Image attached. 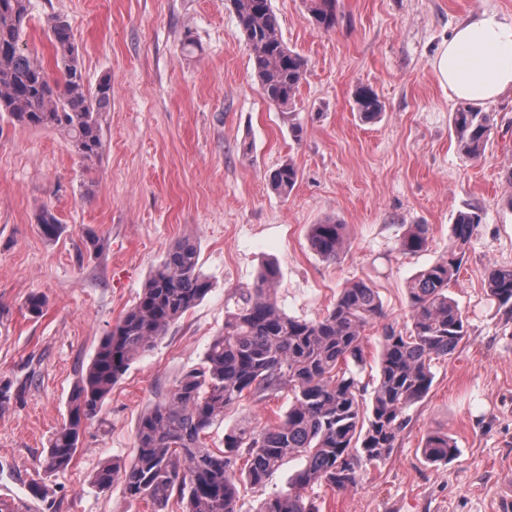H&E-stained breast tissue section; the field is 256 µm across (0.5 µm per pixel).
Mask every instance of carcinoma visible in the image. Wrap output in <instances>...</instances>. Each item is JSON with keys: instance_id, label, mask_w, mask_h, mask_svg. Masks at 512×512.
<instances>
[{"instance_id": "cac0c4a2", "label": "carcinoma", "mask_w": 512, "mask_h": 512, "mask_svg": "<svg viewBox=\"0 0 512 512\" xmlns=\"http://www.w3.org/2000/svg\"><path fill=\"white\" fill-rule=\"evenodd\" d=\"M337 2L306 0L317 27H336ZM231 3L263 95L281 109L291 108L306 62L283 40L271 0ZM30 10L31 0H0V117L21 128L57 131L82 160L94 162L104 149L102 116L111 107L112 81L105 78L94 88L87 84L70 24L59 16L49 26L59 72L58 78H51L25 39ZM356 104L367 121L383 110L368 88L358 91ZM452 127L460 155L478 159L494 128L493 113L462 103L453 112ZM297 181L298 170L290 161L270 176L271 188L284 197ZM36 223L47 240H56L64 230L45 206ZM480 223L476 212L457 215L447 256L410 282L411 327L398 331L390 324L382 326L369 405L361 401L358 370L365 364L366 328L385 318L378 291L362 280L353 282L341 289L323 316L298 319L271 300L280 272L270 263L251 285L237 290L234 308L225 312L224 330L212 339L199 366L187 371L142 416L133 463L126 467L118 460L106 462L94 483L104 490L119 480L130 498L151 502L156 512H165L173 498L181 512H240V484L261 487L285 460L297 458L302 467L288 490L267 497L255 512H319L306 490L315 484L345 490L358 481V461L388 459L407 423L406 412L430 390L432 361L452 354L467 335L466 320L449 286ZM428 231L426 224L410 225L401 250H426ZM309 241L317 255L335 260L345 248L344 225L334 219L313 224ZM485 284L498 309L512 313V268L490 267ZM211 288L194 242L178 241L151 271L133 306L101 340L71 391L67 418L43 458L45 473L69 467L85 423L98 415L132 362L151 350ZM45 307L46 298L40 294L30 295L25 303L32 318L40 317ZM284 389L291 400L279 422L258 433L244 424L229 428L222 451L203 445L201 435L224 421L226 411L245 396L264 400ZM455 453L446 433L429 436L422 448L432 464H446Z\"/></svg>"}]
</instances>
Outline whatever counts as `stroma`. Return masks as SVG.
Returning <instances> with one entry per match:
<instances>
[{
  "label": "stroma",
  "mask_w": 512,
  "mask_h": 512,
  "mask_svg": "<svg viewBox=\"0 0 512 512\" xmlns=\"http://www.w3.org/2000/svg\"><path fill=\"white\" fill-rule=\"evenodd\" d=\"M31 2L28 46L49 74L57 69L48 26L60 16L87 82L111 78L112 103L104 151L91 165L57 132L0 117V380L20 390L0 413V498L27 512H152L121 482L102 490L94 476L107 460L133 462L140 418L200 362L235 289L275 262L278 307L311 320L346 283L362 280L403 330L411 279L447 255L457 213L475 210L482 222L450 288L466 336L433 361L431 389L408 410L391 456L361 463L353 487L318 486L312 495L322 512H512V314L485 288L489 266L512 267V93L487 104L494 129L486 151L466 160L451 126L459 102L432 70L459 23L482 11L511 19L512 0H339L329 31L304 0H271L284 41L307 63L289 114L264 98L230 0ZM361 87L384 106L375 121L357 110ZM287 161L299 179L282 197L268 176ZM44 206L64 226L53 242L35 224ZM327 217L347 236L334 261L308 239L310 225ZM412 224L428 225L429 244L407 254L399 243ZM91 232L104 240L101 252L86 250ZM185 238L198 247L211 292L132 364L87 422L69 468L45 474L41 461L73 386L151 270ZM34 293L47 299L36 319L24 307ZM288 405L284 392L245 398L207 443L222 447L236 424L274 423ZM435 432L455 443L448 463L422 457ZM36 482L45 499L34 498Z\"/></svg>",
  "instance_id": "obj_1"
}]
</instances>
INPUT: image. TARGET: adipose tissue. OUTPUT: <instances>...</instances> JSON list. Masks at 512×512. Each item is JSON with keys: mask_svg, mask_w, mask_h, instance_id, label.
Segmentation results:
<instances>
[{"mask_svg": "<svg viewBox=\"0 0 512 512\" xmlns=\"http://www.w3.org/2000/svg\"><path fill=\"white\" fill-rule=\"evenodd\" d=\"M432 69L451 97L483 105L512 92V20L472 16L437 52Z\"/></svg>", "mask_w": 512, "mask_h": 512, "instance_id": "obj_1", "label": "adipose tissue"}]
</instances>
